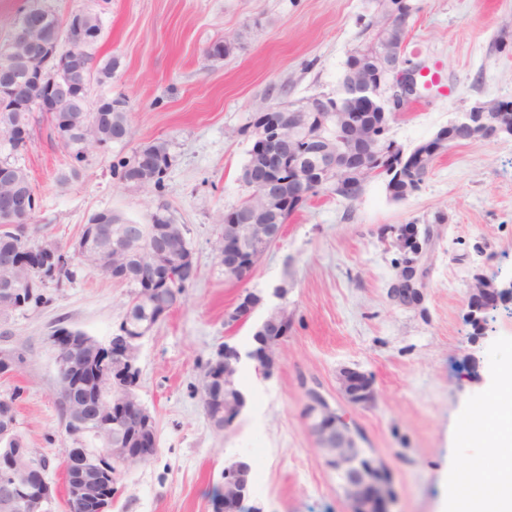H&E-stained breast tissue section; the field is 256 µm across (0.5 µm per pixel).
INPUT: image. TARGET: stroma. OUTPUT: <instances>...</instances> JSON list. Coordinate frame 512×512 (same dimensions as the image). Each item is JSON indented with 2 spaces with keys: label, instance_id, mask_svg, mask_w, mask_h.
Wrapping results in <instances>:
<instances>
[{
  "label": "stroma",
  "instance_id": "obj_1",
  "mask_svg": "<svg viewBox=\"0 0 512 512\" xmlns=\"http://www.w3.org/2000/svg\"><path fill=\"white\" fill-rule=\"evenodd\" d=\"M59 19L79 10L102 19L97 58L119 62L111 78L92 79V104L126 103L131 138L95 151L78 177L61 184L68 160L36 113L24 162L36 187L34 230L69 246L89 218L112 211L145 224L159 201L184 225L199 277L184 304L143 341L139 396L156 423L157 452L142 466L117 469L112 512H213L225 465L248 459L261 483L262 512H352L305 417L316 389L362 436L360 445L391 471L390 512H443L454 481L485 450L469 430L495 432L493 377L512 362V303L489 314L490 332L469 324L475 273L512 278V139L465 142L433 164L420 189L390 200L382 180L344 202L311 198L285 224L253 274L229 279L217 250L222 218L247 196L241 173L253 139L247 125L264 105L299 102L335 89L349 51L361 41L371 0H44ZM405 57L439 73L432 88L398 118L390 135L413 147L474 102L512 100V0H416ZM230 55L207 59L215 42ZM167 141L171 161L161 190L138 189L112 164L141 146ZM449 221L435 223L437 213ZM428 224L421 261L426 288L410 307L387 297L403 259L391 233ZM71 283L35 312L0 320V350L22 353L0 396L17 393L20 431L51 460L61 480L67 445L56 407L58 367L48 338L59 327L100 341L117 330L129 290L78 264ZM264 303L249 321L225 323L240 294ZM288 313V335L272 376L246 353L268 312ZM243 354L239 382L247 405L232 427L216 429L200 389L217 348ZM370 375L375 399L350 406L336 382L340 368Z\"/></svg>",
  "mask_w": 512,
  "mask_h": 512
}]
</instances>
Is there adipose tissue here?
<instances>
[{
  "label": "adipose tissue",
  "instance_id": "adipose-tissue-1",
  "mask_svg": "<svg viewBox=\"0 0 512 512\" xmlns=\"http://www.w3.org/2000/svg\"><path fill=\"white\" fill-rule=\"evenodd\" d=\"M500 459L498 470L472 475V493L450 502V512H512V433L489 442Z\"/></svg>",
  "mask_w": 512,
  "mask_h": 512
}]
</instances>
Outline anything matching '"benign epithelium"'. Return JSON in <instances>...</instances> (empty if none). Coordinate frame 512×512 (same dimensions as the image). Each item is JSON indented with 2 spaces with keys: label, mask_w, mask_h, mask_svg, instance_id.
I'll return each mask as SVG.
<instances>
[{
  "label": "benign epithelium",
  "mask_w": 512,
  "mask_h": 512,
  "mask_svg": "<svg viewBox=\"0 0 512 512\" xmlns=\"http://www.w3.org/2000/svg\"><path fill=\"white\" fill-rule=\"evenodd\" d=\"M415 6L409 0H394L389 19L383 25L373 26L377 38L368 45H359L351 52V64L340 81L335 103L329 95L316 94L306 100L277 106H265L255 112L254 148L264 156L267 167L251 179V193L261 198V206L239 208L224 216V268L238 280L247 279L257 259L279 241L284 225L278 223L283 188L294 191L297 201L304 202L316 187L327 189L329 195L346 202L359 199L366 182L362 175L380 172V147L386 140L391 123L422 96L419 76L424 67L413 65L404 58L405 41L394 36L407 33ZM74 33L70 47L64 53L47 51L41 37L28 18H21L11 33L8 44L0 49V107L24 110L29 104L28 94H20L17 75L23 74L30 85L41 91L44 110L55 111L68 97L72 84L85 79V65L78 44L83 33L75 16L67 22ZM369 103L374 115L359 110L357 102ZM512 138V103L495 100L479 101L459 113L448 124L422 143V157L444 153L450 146L464 141L474 142ZM3 211L18 220L6 228L30 245L26 221L36 211L35 199L26 194H11L3 204ZM87 237L113 241L112 252L123 258L140 262L139 275L155 276L159 263L149 265L140 261L142 251L123 246L145 237L143 224H121L117 232L112 225L92 221L85 225ZM392 233L400 248L411 252L420 246L416 224L393 227ZM76 256L94 269L121 281L126 266H101L100 257L85 250L84 243L75 244ZM38 253L33 266L34 280L45 283L59 275L60 265L48 257L42 247L32 246ZM153 252L165 259L170 275L181 267H194L193 254H186L174 243L153 247ZM15 265V254H0V307L15 309L24 306L15 288V280L8 272ZM477 287L470 289L468 318L473 327L482 330L486 312L500 301L512 297V280L496 281L484 274L474 278ZM425 282L414 264L409 263L391 288L388 298L395 304H416L423 293ZM263 298L255 293L240 295L235 307L228 312L225 323H246ZM279 310L271 311V318L262 322L254 333L257 347L250 359L256 362L262 374L269 376L277 365L276 348L286 336L280 332ZM150 329L132 327L125 323L118 327L108 345L75 330L57 353L58 376L65 377L59 384L57 405L63 409L62 428L69 452L80 445L82 459L69 460L64 465L65 512H112L113 474L115 466L131 468L146 463L152 456L149 440L155 437L154 421L143 409L129 436L120 429L128 420V413L138 403L140 368L138 365L141 341ZM112 349V373L108 378L99 375L98 353L102 348ZM241 360L237 347L224 343L209 360V379L224 384V399H215L210 391L203 392L207 411L215 422L229 425L242 410L233 394V378ZM17 353L0 351V377L6 378L17 370ZM340 390L352 406H363L374 398L370 378L363 372L345 367L337 377ZM80 388L96 399L94 422L84 420L85 407L70 403L72 392ZM308 417L313 420L312 431L329 453L333 468L350 475L347 482L349 497L363 508L375 500H388L390 487L373 485L360 465L361 454L352 447L354 437L345 422L331 409L324 396L315 389L307 391ZM250 468L247 461H237L224 468V485L217 503V512H242L252 499L246 481ZM50 461L42 453L22 444L20 448L0 450V512H52L57 499L55 486L49 479Z\"/></svg>",
  "instance_id": "benign-epithelium-1"
}]
</instances>
